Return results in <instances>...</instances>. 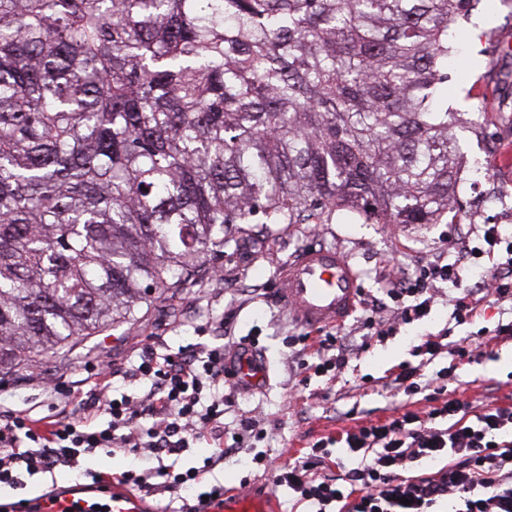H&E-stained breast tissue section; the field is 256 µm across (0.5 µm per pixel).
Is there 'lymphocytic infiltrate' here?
<instances>
[{"mask_svg": "<svg viewBox=\"0 0 512 512\" xmlns=\"http://www.w3.org/2000/svg\"><path fill=\"white\" fill-rule=\"evenodd\" d=\"M464 255L461 261H435L403 274L389 293L398 304L394 317H382L376 300L360 297L366 313L362 346L425 317L443 283L456 291L448 303L460 324L476 316L483 298L512 302V234L484 225L480 245L465 247ZM484 256L493 258V265L465 285V259ZM116 375L109 364L89 365L84 396L54 385L50 417L0 407V485L14 486L22 474H51L76 467L81 456L119 449L133 454L132 466L116 476H96L90 491L122 485L156 495L200 483L230 458L232 451L224 446V386L233 372L223 346L194 345L174 354L147 346L120 374L145 385L144 394L134 399L114 397ZM449 375L444 368L431 380L426 414L397 410L378 421H359L354 411L345 412L350 425L338 438L360 456L357 466L331 461L329 442L321 438L301 460L279 468L276 486H288L294 504L306 512H432L448 500L456 503V512H512V407L487 404L472 413L468 401L449 396ZM146 416L151 425L139 426ZM196 443L211 449L203 467L177 470L172 457ZM444 456L449 463L436 473L412 475L421 460Z\"/></svg>", "mask_w": 512, "mask_h": 512, "instance_id": "obj_1", "label": "lymphocytic infiltrate"}]
</instances>
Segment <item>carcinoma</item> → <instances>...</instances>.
<instances>
[{
	"label": "carcinoma",
	"instance_id": "cac0c4a2",
	"mask_svg": "<svg viewBox=\"0 0 512 512\" xmlns=\"http://www.w3.org/2000/svg\"><path fill=\"white\" fill-rule=\"evenodd\" d=\"M471 0H0V370L133 319L240 224H459Z\"/></svg>",
	"mask_w": 512,
	"mask_h": 512
}]
</instances>
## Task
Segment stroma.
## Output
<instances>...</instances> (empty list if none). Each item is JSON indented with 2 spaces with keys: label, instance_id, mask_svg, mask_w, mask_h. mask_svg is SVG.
<instances>
[{
  "label": "stroma",
  "instance_id": "obj_1",
  "mask_svg": "<svg viewBox=\"0 0 512 512\" xmlns=\"http://www.w3.org/2000/svg\"><path fill=\"white\" fill-rule=\"evenodd\" d=\"M512 0H497L494 24L473 32L470 21L451 26L448 44V108L459 113L480 111L481 135L461 130L457 136L464 151L462 182L456 194L466 211L461 224H369L358 214L337 212L324 224H250L238 243L209 255L201 272L180 286L155 291L151 304L136 308L134 320L103 328L96 336L78 341L67 358H46L37 370L21 368L0 372V397L6 405L32 408L36 416L48 415L46 388L62 380L85 378L88 364L112 361L121 370L133 351L144 342L162 344L175 353L192 344H218L220 331L234 338L254 336L255 348L269 367L266 381L237 390L225 389L224 436L232 438L239 420H259L262 438L247 446L223 468L205 474V484L228 488H270L281 512H288L287 487H274V474L253 463L255 453L267 452L274 464L303 456L311 438L337 436L343 427L340 413L358 408L364 419H382L397 409L421 413L428 404L422 395L406 397L389 386V377L411 361L410 349L419 337L448 330V345L432 363L422 366L423 381L444 367H453L450 382L455 397L481 405L496 401L512 404V338L497 340L496 357L470 364L457 357L456 340L480 337L497 325L512 322V308L483 307L475 317L458 324L451 317L443 285L431 312L401 325L397 334L359 350L356 310L338 329L348 337V368L342 375L305 377L301 366L316 362L313 342H300L305 332L275 302L280 282L278 269L301 249L335 246L347 253L361 274L360 288L385 299L399 270L434 261H455L465 237L478 234L481 225H512V168L496 166L497 151L512 144ZM133 459L123 451L99 453L81 459L79 467L60 468L55 474L26 478L20 489L0 487V502L33 499L52 485L91 483L102 472L119 473Z\"/></svg>",
  "mask_w": 512,
  "mask_h": 512
}]
</instances>
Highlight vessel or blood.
<instances>
[{
  "label": "vessel or blood",
  "instance_id": "vessel-or-blood-1",
  "mask_svg": "<svg viewBox=\"0 0 512 512\" xmlns=\"http://www.w3.org/2000/svg\"><path fill=\"white\" fill-rule=\"evenodd\" d=\"M283 287L279 300L285 310L311 328L341 325L355 310L360 274L341 250L311 247L289 260L280 271ZM111 512H145L137 497L115 488L109 495ZM89 500L79 494H57L39 500V512H87ZM209 512H280L266 490H225Z\"/></svg>",
  "mask_w": 512,
  "mask_h": 512
}]
</instances>
